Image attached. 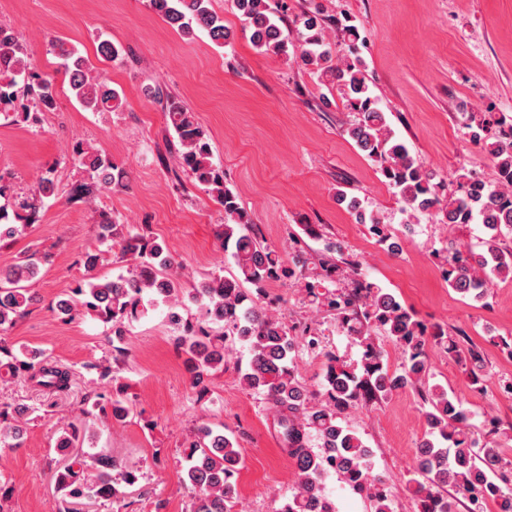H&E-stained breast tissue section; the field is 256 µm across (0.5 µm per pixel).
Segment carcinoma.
Masks as SVG:
<instances>
[{"instance_id":"1","label":"carcinoma","mask_w":512,"mask_h":512,"mask_svg":"<svg viewBox=\"0 0 512 512\" xmlns=\"http://www.w3.org/2000/svg\"><path fill=\"white\" fill-rule=\"evenodd\" d=\"M149 6L186 36L194 35L198 29L218 47L231 45L233 32L210 8V0H149ZM235 6L258 49L273 56L288 55V40L266 0H235ZM296 34L298 46L293 50V60L318 80L335 86L347 107L357 113L346 133L359 150L379 164L402 203L406 223L415 224L420 215L429 213L439 224L453 227L475 223L486 229L480 249H454L446 259L445 269L449 287L474 302L485 301L495 281L512 278V252L499 246L502 230L512 231V122L508 124L504 118L497 121L499 129L492 133L486 120L471 117L477 122L473 139L495 163L498 181L492 186L468 177L460 185V193H450L447 183L436 180L407 145L394 137L386 113L371 95L361 60L337 56L315 14L299 19ZM48 53L59 61L70 89L84 108L93 112L121 111L120 94L106 80L92 75L88 59L74 44L52 39ZM20 84L26 89L24 103L18 102ZM151 94L161 103L167 123L177 135L184 172L224 207V252L238 270V275L231 278L213 275L191 293L202 312V322H182L179 345L188 355L193 384H204L211 371L224 366L226 333L222 328H230L250 350L247 366L239 370L240 381L266 395L283 450L292 460L297 476L291 495L275 512H335L324 494L323 479L330 473L368 498L373 512H393L385 482L373 475L369 466L368 447L355 430L342 425L340 413L381 399L397 388L425 384L429 344L442 342V335L428 333L414 312L373 283L357 280L350 289L324 293L306 283L312 303L335 311L341 327L362 347L355 364L341 360L333 352L325 353L322 400L311 403L315 395L298 377L294 336L286 317L263 308L253 294L241 287L248 282L260 294L268 283L287 273L304 279L307 260L296 254L295 269L289 270L275 251L249 233V218L237 197L224 187V172L212 162L210 143L194 112L160 87ZM56 109L53 80L31 66L19 37L1 25L0 116L36 128L43 113ZM70 157L87 174L77 188L87 200L125 178L123 170L81 140L71 144ZM55 195L56 183L47 172L39 177L29 195L15 202L14 209L1 206L0 245L15 238L17 223H34L45 201ZM350 208L361 223L372 226L389 251H398L396 243L384 233L385 222L380 214L361 211L355 200L350 202ZM95 223L103 238L119 246L122 255L131 256L134 268L126 277L103 280L96 274L100 255L86 254L83 278L57 303V309L71 319L80 312L94 316L109 326L120 341L125 336V321L136 317L144 298H149L153 306L162 303L171 312L177 310L181 285L169 273L172 261L164 256L161 244L144 235L123 232V225L104 211L96 212ZM36 265L37 261L29 258L24 264L0 270V333L8 331L33 301L27 280ZM378 331L401 350L403 365L398 374L384 367L385 350L375 337ZM447 350L464 367L470 385L483 388L486 379L480 351L474 346L464 349L453 339L448 340ZM74 376L75 371L67 365L0 342V379L20 378L37 391L56 394L69 391ZM421 400L428 431L407 480L417 512H453L451 502L443 495L450 485L478 507L492 502L497 512H512V473L503 470V449L475 437L461 399L443 387L425 388ZM87 401L118 422L132 413L129 401L118 394L96 392ZM23 421L22 407L0 404V445L19 446L16 439L23 430ZM82 434L83 425L71 422L59 439L56 451L66 463L52 472L55 486L74 503L89 494L104 501L120 500L123 492L119 483L133 486L137 475L122 469L110 453H100L89 461L76 454L75 449L82 446ZM315 447L319 451H313ZM184 455L187 467L183 483L191 493L190 512H234L237 491L233 478L242 463L236 441L202 423L184 445Z\"/></svg>"}]
</instances>
